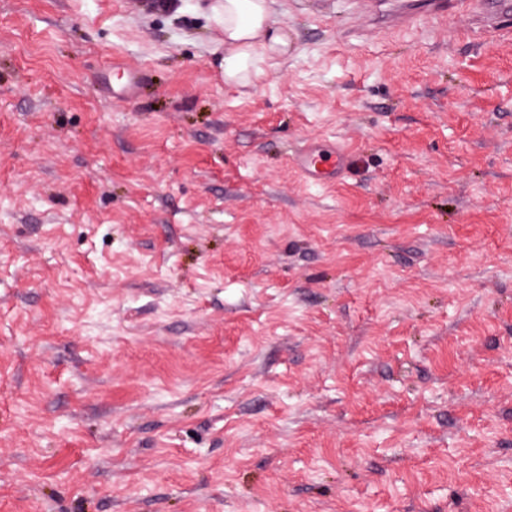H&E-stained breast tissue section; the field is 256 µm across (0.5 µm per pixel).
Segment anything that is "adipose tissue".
<instances>
[{
  "label": "adipose tissue",
  "mask_w": 512,
  "mask_h": 512,
  "mask_svg": "<svg viewBox=\"0 0 512 512\" xmlns=\"http://www.w3.org/2000/svg\"><path fill=\"white\" fill-rule=\"evenodd\" d=\"M210 9L224 29L225 84L260 79L270 61L287 54L290 40L274 26L270 0H213Z\"/></svg>",
  "instance_id": "adipose-tissue-1"
}]
</instances>
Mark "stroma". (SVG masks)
<instances>
[{
    "label": "stroma",
    "mask_w": 512,
    "mask_h": 512,
    "mask_svg": "<svg viewBox=\"0 0 512 512\" xmlns=\"http://www.w3.org/2000/svg\"><path fill=\"white\" fill-rule=\"evenodd\" d=\"M210 3L0 0V512H512V13ZM271 0H215L210 9L224 29L222 72L228 85L260 79L265 67L288 54V34L271 20ZM348 153L336 144V151L325 152L320 146L311 142L292 159L299 175L308 183L325 184L337 180L344 172Z\"/></svg>",
    "instance_id": "35a3bbf8"
}]
</instances>
